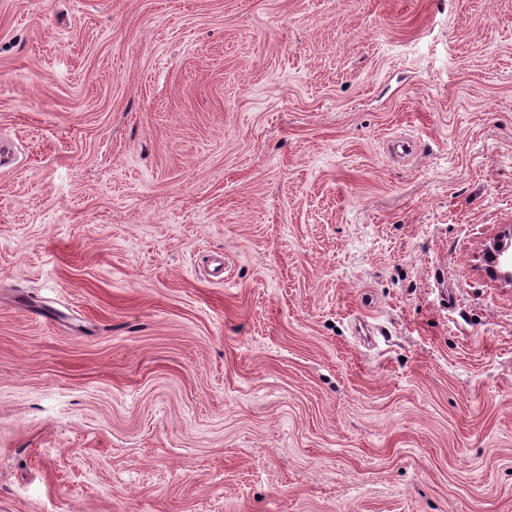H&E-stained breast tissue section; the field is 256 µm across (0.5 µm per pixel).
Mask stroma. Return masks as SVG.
I'll list each match as a JSON object with an SVG mask.
<instances>
[{"mask_svg":"<svg viewBox=\"0 0 512 512\" xmlns=\"http://www.w3.org/2000/svg\"><path fill=\"white\" fill-rule=\"evenodd\" d=\"M512 0H0V512H512ZM512 227L503 228L487 251L489 272L503 282L512 283ZM510 250V252H509Z\"/></svg>","mask_w":512,"mask_h":512,"instance_id":"35a3bbf8","label":"stroma"}]
</instances>
